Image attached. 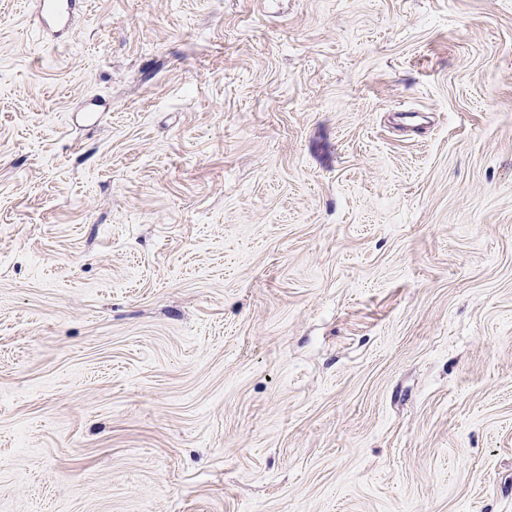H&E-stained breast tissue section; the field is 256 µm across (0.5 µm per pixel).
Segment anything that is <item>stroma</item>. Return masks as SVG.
<instances>
[{
    "mask_svg": "<svg viewBox=\"0 0 512 512\" xmlns=\"http://www.w3.org/2000/svg\"><path fill=\"white\" fill-rule=\"evenodd\" d=\"M36 5L0 512H512V0ZM78 0H39L38 12L47 24L64 23L76 8Z\"/></svg>",
    "mask_w": 512,
    "mask_h": 512,
    "instance_id": "1",
    "label": "stroma"
}]
</instances>
